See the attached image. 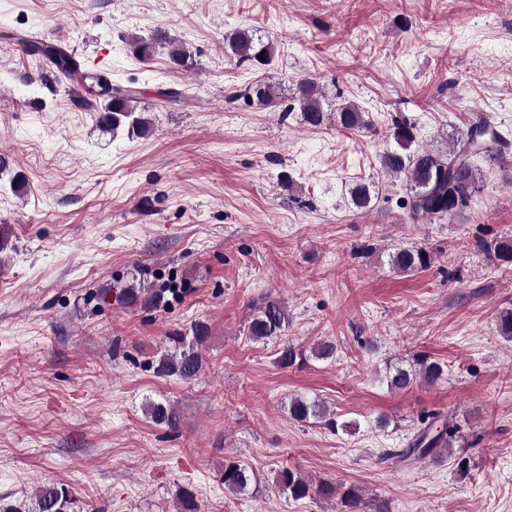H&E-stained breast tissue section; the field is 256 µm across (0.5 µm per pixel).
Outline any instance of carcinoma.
I'll return each mask as SVG.
<instances>
[{"label":"carcinoma","instance_id":"obj_1","mask_svg":"<svg viewBox=\"0 0 512 512\" xmlns=\"http://www.w3.org/2000/svg\"><path fill=\"white\" fill-rule=\"evenodd\" d=\"M133 55L141 60H150L158 49L167 50L169 62L177 68L192 66L191 51L175 36L166 30H158L148 37L133 36L130 39ZM231 54L241 63L248 64L258 71L272 61L274 48L263 41L250 28H239L227 41ZM30 52L47 60L59 73L68 75L76 69V61L62 46L52 42H35ZM263 59H258V56ZM97 86L95 95L104 100L99 109L98 124L101 129L116 138L125 135L131 139L144 138L151 134L152 122L145 113L137 111L138 91L134 88H121L110 85L107 79L97 76L93 79ZM295 93L304 122L312 127L322 126L325 113L321 93L317 85L307 79L297 82ZM246 95L260 103L271 104L276 98L273 86L256 80L246 87ZM336 124L344 129L356 130L367 126L364 112L347 103L336 112ZM396 148L385 152L381 166L395 178L404 179L410 188L408 207L410 218L418 224H432L436 220L450 217L469 205L478 180L475 160L480 157L493 158L499 154L502 137L496 126L487 118L481 117L472 123L466 137L456 141L448 152L438 153L416 145L417 135L414 125L401 121L393 131ZM352 204L360 209L371 207L372 195L368 185L360 183L351 190ZM478 248L491 253L504 263H512V238L478 242ZM394 269L411 273L429 268L430 254L423 247L397 248L390 254ZM290 316L284 304L275 299L260 303L246 326V335L255 342H265L277 338L288 329ZM208 337V328L198 322L191 327V340L178 339L174 350L162 353L156 370L162 376H177L183 380H193L203 370L201 347ZM334 345L322 342L309 351L298 349L285 343L280 348L277 360L287 368L307 357L325 360L333 357ZM446 375V365L426 355H416L411 364L392 367L386 375L390 391H402L417 382L429 385L442 380ZM150 418L157 424L175 429L179 424V413L169 402L149 400L146 402ZM288 414L294 421L305 423L311 419H327L326 426L337 427V422L326 418L327 408L317 397L297 395L289 399ZM460 437V427L442 420L439 412H430L420 417L419 426L409 439L407 446L399 451L387 453V457L399 462L421 460L427 457L439 458L450 454V448ZM224 490L241 495L246 493L257 477L249 469L237 462L224 464L222 474ZM278 490L294 501L318 495L322 498L339 500L341 512H358L361 500L357 493L347 488L340 490L334 483H321L313 486L300 472L283 467L276 473ZM0 512H80V506L66 488L55 483H45L35 488L27 501L15 504L4 503L0 497Z\"/></svg>","mask_w":512,"mask_h":512}]
</instances>
